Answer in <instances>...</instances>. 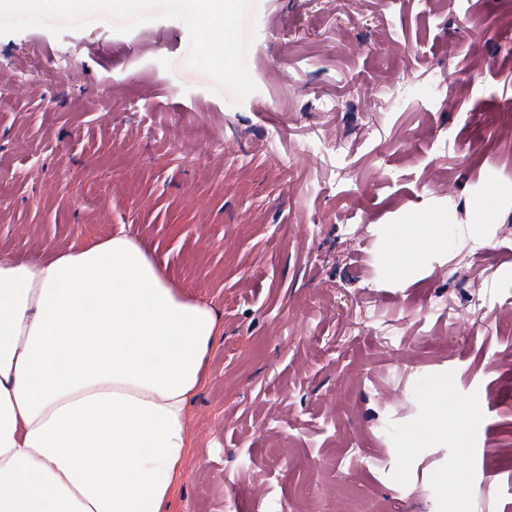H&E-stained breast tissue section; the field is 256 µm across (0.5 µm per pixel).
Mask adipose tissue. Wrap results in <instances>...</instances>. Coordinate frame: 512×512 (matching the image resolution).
<instances>
[{
  "instance_id": "1",
  "label": "adipose tissue",
  "mask_w": 512,
  "mask_h": 512,
  "mask_svg": "<svg viewBox=\"0 0 512 512\" xmlns=\"http://www.w3.org/2000/svg\"><path fill=\"white\" fill-rule=\"evenodd\" d=\"M444 238L412 225L394 260ZM216 329L125 231L0 255V512H163Z\"/></svg>"
}]
</instances>
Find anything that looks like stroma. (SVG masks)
<instances>
[{"instance_id": "obj_1", "label": "stroma", "mask_w": 512, "mask_h": 512, "mask_svg": "<svg viewBox=\"0 0 512 512\" xmlns=\"http://www.w3.org/2000/svg\"><path fill=\"white\" fill-rule=\"evenodd\" d=\"M150 12L0 35V255L122 229L214 307L164 512H512V0H257L239 105ZM500 198L501 188L491 184L476 206L478 217L475 224H484L497 216ZM410 234L398 237L395 247V263L405 267L413 263L418 255L419 246L434 247L441 244L445 238L442 224H410Z\"/></svg>"}]
</instances>
